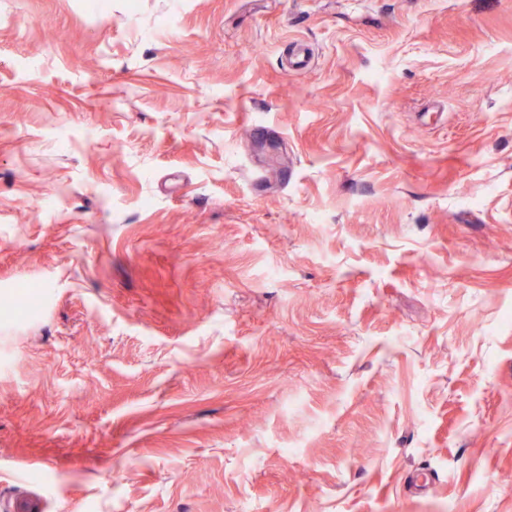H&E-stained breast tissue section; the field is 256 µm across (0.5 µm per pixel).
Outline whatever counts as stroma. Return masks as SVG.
Masks as SVG:
<instances>
[{"label":"stroma","mask_w":512,"mask_h":512,"mask_svg":"<svg viewBox=\"0 0 512 512\" xmlns=\"http://www.w3.org/2000/svg\"><path fill=\"white\" fill-rule=\"evenodd\" d=\"M28 286L0 512H512V0H0Z\"/></svg>","instance_id":"35a3bbf8"}]
</instances>
